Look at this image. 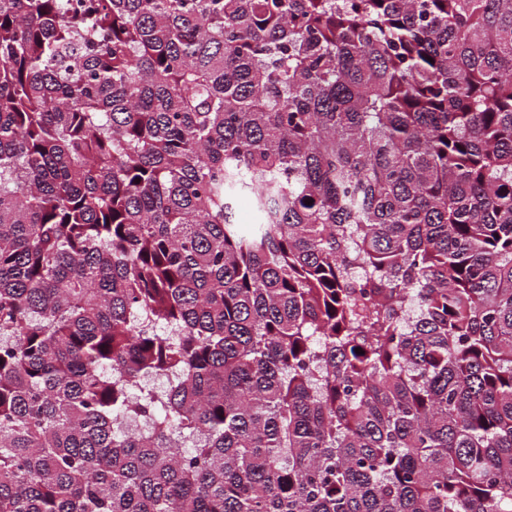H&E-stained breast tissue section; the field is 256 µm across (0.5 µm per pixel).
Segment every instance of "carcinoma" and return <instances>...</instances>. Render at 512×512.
Returning a JSON list of instances; mask_svg holds the SVG:
<instances>
[{"instance_id": "cac0c4a2", "label": "carcinoma", "mask_w": 512, "mask_h": 512, "mask_svg": "<svg viewBox=\"0 0 512 512\" xmlns=\"http://www.w3.org/2000/svg\"><path fill=\"white\" fill-rule=\"evenodd\" d=\"M0 512H512V0H0Z\"/></svg>"}]
</instances>
